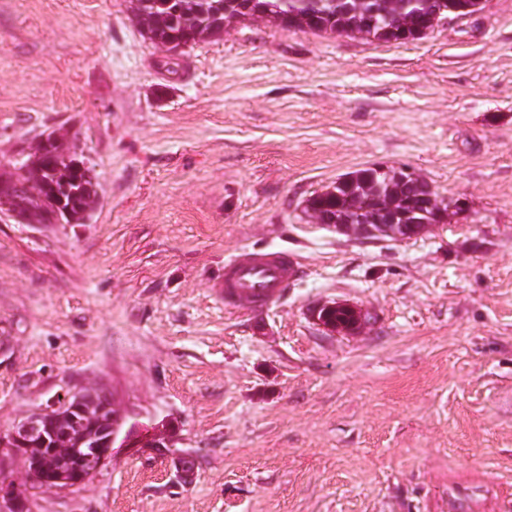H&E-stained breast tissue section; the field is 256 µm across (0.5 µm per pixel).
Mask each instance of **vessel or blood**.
Here are the masks:
<instances>
[{
  "label": "vessel or blood",
  "instance_id": "b4317fda",
  "mask_svg": "<svg viewBox=\"0 0 512 512\" xmlns=\"http://www.w3.org/2000/svg\"><path fill=\"white\" fill-rule=\"evenodd\" d=\"M300 267L287 250H244L224 262V274L213 280V294L232 309L245 302L255 308L267 306L295 281Z\"/></svg>",
  "mask_w": 512,
  "mask_h": 512
}]
</instances>
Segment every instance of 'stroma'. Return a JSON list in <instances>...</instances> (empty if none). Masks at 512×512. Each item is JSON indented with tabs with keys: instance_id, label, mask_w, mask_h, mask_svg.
Returning a JSON list of instances; mask_svg holds the SVG:
<instances>
[{
	"instance_id": "1",
	"label": "stroma",
	"mask_w": 512,
	"mask_h": 512,
	"mask_svg": "<svg viewBox=\"0 0 512 512\" xmlns=\"http://www.w3.org/2000/svg\"><path fill=\"white\" fill-rule=\"evenodd\" d=\"M165 59L131 0H0V175L61 129L98 193L83 224L0 219V435L102 388L166 437L69 490L2 451L0 477L27 512H512V0L405 44L258 19ZM375 164L466 208L402 241L312 222ZM242 249L304 274L226 309ZM339 306L346 307L353 312L354 317H355V324L352 327L354 329L360 328L361 326H363L367 323L366 319L363 317V314L358 312L353 307L344 306V305H336V303H333V304L327 303V304H322V305L316 306L313 309V313H312L313 317L316 321L319 322V324L323 325L324 327H327L328 329H330L332 331L346 330L345 328H342V327L334 328L332 326H326V325L322 324V322L319 320V319H324L327 322H339V323L344 324L345 327L351 325L353 323V318L349 314V312H347L346 310H344L342 308H338V309H334V310L324 311V309H322V308H325V309L334 308V307H339ZM318 313H319V315H318Z\"/></svg>"
}]
</instances>
